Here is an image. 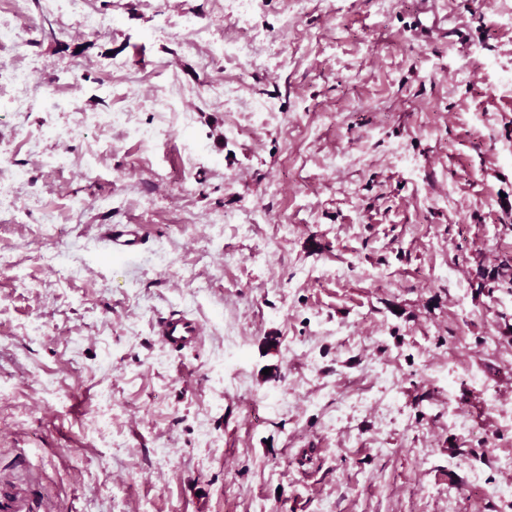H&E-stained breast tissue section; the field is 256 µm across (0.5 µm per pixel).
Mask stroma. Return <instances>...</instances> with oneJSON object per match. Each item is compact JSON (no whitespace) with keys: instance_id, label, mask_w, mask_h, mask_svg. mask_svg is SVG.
Returning a JSON list of instances; mask_svg holds the SVG:
<instances>
[{"instance_id":"35a3bbf8","label":"stroma","mask_w":512,"mask_h":512,"mask_svg":"<svg viewBox=\"0 0 512 512\" xmlns=\"http://www.w3.org/2000/svg\"><path fill=\"white\" fill-rule=\"evenodd\" d=\"M90 6L86 33L27 0L0 55L32 74L0 101V498L504 512L512 291L481 281L512 255V0L426 30L419 0ZM172 310L203 327L179 355ZM31 40V29L25 24L0 20V49L7 50L12 57L20 56ZM102 228V240L113 252L131 253L144 242L140 224H105ZM201 333L202 328L198 321L184 313L159 317L155 324V334L159 341L176 353L197 345Z\"/></svg>"}]
</instances>
